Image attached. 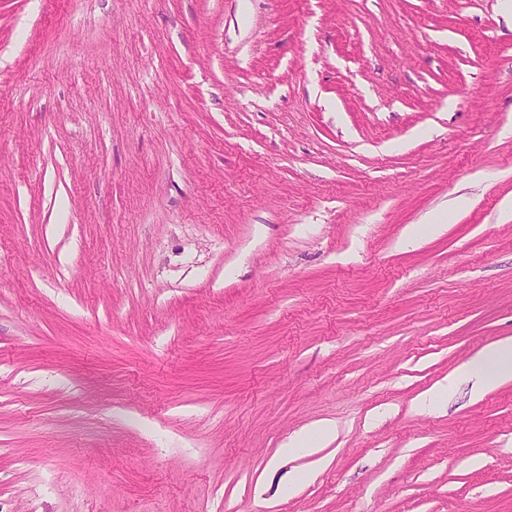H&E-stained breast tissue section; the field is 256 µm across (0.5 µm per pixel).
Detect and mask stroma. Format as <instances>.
<instances>
[{
  "instance_id": "35a3bbf8",
  "label": "stroma",
  "mask_w": 512,
  "mask_h": 512,
  "mask_svg": "<svg viewBox=\"0 0 512 512\" xmlns=\"http://www.w3.org/2000/svg\"><path fill=\"white\" fill-rule=\"evenodd\" d=\"M508 199L501 0H0V512H512ZM512 378V343L497 344L479 352L468 364L457 371L448 385L440 387L439 392L451 394L461 382L473 380L476 394L479 396L504 379ZM331 434V428L329 426H323L319 429L316 434L312 433H300L292 437L285 448L282 449V458L287 459L292 449L303 450L311 449L316 447L317 440L320 441L327 438ZM289 447V448H288Z\"/></svg>"
}]
</instances>
